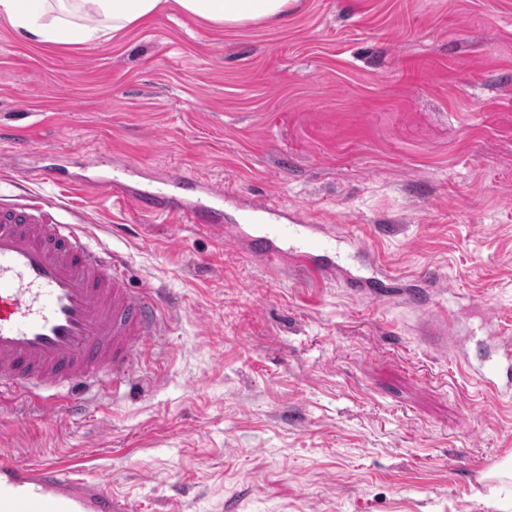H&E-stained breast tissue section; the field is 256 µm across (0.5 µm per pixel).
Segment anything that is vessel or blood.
Wrapping results in <instances>:
<instances>
[{
	"instance_id": "1",
	"label": "vessel or blood",
	"mask_w": 512,
	"mask_h": 512,
	"mask_svg": "<svg viewBox=\"0 0 512 512\" xmlns=\"http://www.w3.org/2000/svg\"><path fill=\"white\" fill-rule=\"evenodd\" d=\"M168 182L166 190L135 192L115 177L109 186L143 212L175 213L223 229L224 207L235 202L234 194L184 173ZM247 209L253 221L235 238L249 254L273 264L291 260L315 281L333 273L334 246L321 225L262 204ZM57 210L41 198L0 200V394L32 398L46 415L75 419L86 412L88 393L134 378L143 347L161 334L169 300L128 288L126 267L93 245L81 225L62 223ZM422 277L428 288L413 292L414 305L439 310L438 273L430 267ZM395 281L392 275L350 276L346 285L355 294L387 297ZM455 360L480 387L477 409L512 400V338L501 337L479 361L464 352ZM82 469L78 458L23 464L1 454L0 512H127L107 480L86 481Z\"/></svg>"
}]
</instances>
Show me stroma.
<instances>
[{
	"label": "stroma",
	"mask_w": 512,
	"mask_h": 512,
	"mask_svg": "<svg viewBox=\"0 0 512 512\" xmlns=\"http://www.w3.org/2000/svg\"><path fill=\"white\" fill-rule=\"evenodd\" d=\"M131 162L141 189L183 172L323 225L340 273L40 176ZM17 182L175 304L84 418L1 396L0 453L85 456L129 512H512V408H474L430 314L342 277L436 266L474 357L512 326V0H299L235 29L168 7L88 48L0 19V193Z\"/></svg>",
	"instance_id": "obj_1"
}]
</instances>
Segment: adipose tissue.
<instances>
[{"label": "adipose tissue", "instance_id": "ef3b65f1", "mask_svg": "<svg viewBox=\"0 0 512 512\" xmlns=\"http://www.w3.org/2000/svg\"><path fill=\"white\" fill-rule=\"evenodd\" d=\"M169 0H0V18L37 43L93 45L154 16ZM182 15L233 29L287 18L297 0H170Z\"/></svg>", "mask_w": 512, "mask_h": 512}]
</instances>
